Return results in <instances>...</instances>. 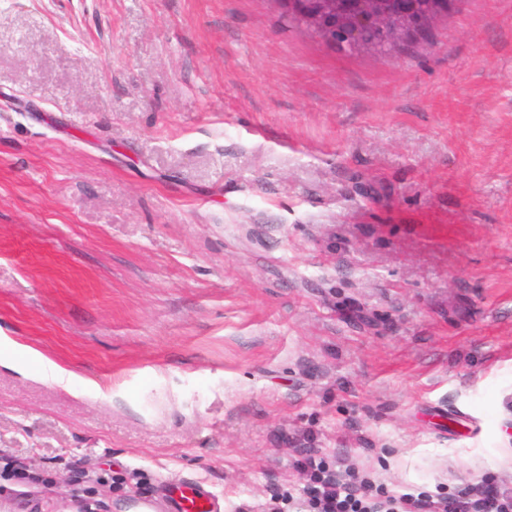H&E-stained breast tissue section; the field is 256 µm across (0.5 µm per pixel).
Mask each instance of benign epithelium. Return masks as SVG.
I'll return each mask as SVG.
<instances>
[{"label":"benign epithelium","instance_id":"benign-epithelium-1","mask_svg":"<svg viewBox=\"0 0 512 512\" xmlns=\"http://www.w3.org/2000/svg\"><path fill=\"white\" fill-rule=\"evenodd\" d=\"M303 28L324 42L356 52L367 29L388 44L420 35L433 25L418 11V0H320L302 14Z\"/></svg>","mask_w":512,"mask_h":512}]
</instances>
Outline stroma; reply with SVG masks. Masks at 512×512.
<instances>
[{
    "label": "stroma",
    "mask_w": 512,
    "mask_h": 512,
    "mask_svg": "<svg viewBox=\"0 0 512 512\" xmlns=\"http://www.w3.org/2000/svg\"><path fill=\"white\" fill-rule=\"evenodd\" d=\"M306 448L512 485V0L390 54L276 0H0V512H269ZM168 512H224V498L212 492L206 483L184 478L168 489Z\"/></svg>",
    "instance_id": "35a3bbf8"
}]
</instances>
